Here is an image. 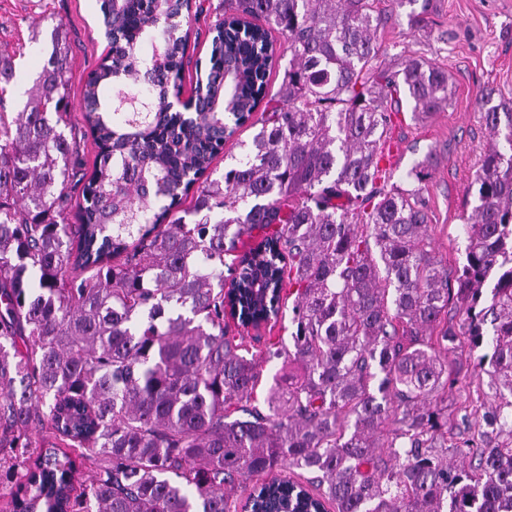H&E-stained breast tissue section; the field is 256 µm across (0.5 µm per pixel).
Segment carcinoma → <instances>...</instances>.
I'll use <instances>...</instances> for the list:
<instances>
[{
  "label": "carcinoma",
  "mask_w": 512,
  "mask_h": 512,
  "mask_svg": "<svg viewBox=\"0 0 512 512\" xmlns=\"http://www.w3.org/2000/svg\"><path fill=\"white\" fill-rule=\"evenodd\" d=\"M392 4L412 25L431 9ZM190 8L99 0L116 37L84 85L89 175L62 25L16 112L3 95L19 50L0 43V497L11 512H512V108L482 91L507 147L482 158L450 274L415 186L432 156L390 185L381 155L402 101L422 119L447 106L448 71L377 63L374 0H224L207 68L232 59L237 79L204 86L200 123L165 106L187 50L167 20H199ZM274 32L289 58L270 95ZM129 92L152 105L146 122L114 110ZM229 105L260 113L258 131L213 179ZM256 230L250 255L224 265ZM286 313L289 342L258 355L227 334L228 318L254 329ZM486 345L490 404L456 407L482 430L450 447L448 388ZM248 476L264 482L229 499Z\"/></svg>",
  "instance_id": "carcinoma-1"
}]
</instances>
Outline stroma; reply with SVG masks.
<instances>
[{"label": "stroma", "instance_id": "obj_1", "mask_svg": "<svg viewBox=\"0 0 512 512\" xmlns=\"http://www.w3.org/2000/svg\"><path fill=\"white\" fill-rule=\"evenodd\" d=\"M429 23L411 29L405 14L394 11L391 0H375L385 16L376 34L379 59L395 64L416 56L447 70L453 99L444 110L423 120L410 110L395 116L389 140L396 145V178H404L425 155L433 164L422 182L429 221L427 233L435 253L447 268L461 261L465 246L463 217L469 209L468 189L490 143L479 97L494 89L512 100V0H432ZM224 15V0H205L191 39L184 73L183 95H191L197 79L195 60L207 59L211 36L207 29ZM62 25L68 41V77L71 87L70 120L82 122L83 88L88 73L106 52L98 22L96 0H0V42L25 41L16 59L17 79L5 94L8 111H15L43 64L39 44L28 42L31 25Z\"/></svg>", "mask_w": 512, "mask_h": 512}]
</instances>
